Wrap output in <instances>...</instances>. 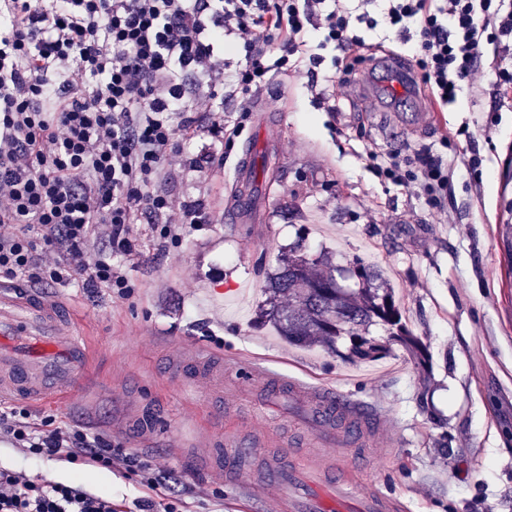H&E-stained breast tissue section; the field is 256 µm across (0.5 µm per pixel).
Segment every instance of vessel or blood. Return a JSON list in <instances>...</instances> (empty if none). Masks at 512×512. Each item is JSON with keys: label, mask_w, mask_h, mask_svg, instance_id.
Segmentation results:
<instances>
[{"label": "vessel or blood", "mask_w": 512, "mask_h": 512, "mask_svg": "<svg viewBox=\"0 0 512 512\" xmlns=\"http://www.w3.org/2000/svg\"><path fill=\"white\" fill-rule=\"evenodd\" d=\"M254 161L239 165L226 208L236 219L249 220L246 203L257 198ZM73 323L51 299L37 293L19 295L0 284V398L22 400L55 399L83 387L92 372V360L81 338L60 342L59 332ZM265 392L274 397L288 394L303 411L307 444L329 446L335 453L315 471L295 462L292 443L267 447L262 438L242 442L235 434L222 431V408H213V451L209 463L221 468L225 459L237 461L233 475L245 479L259 468L263 483L279 485L284 512H400V503L380 492L359 495L349 475L367 442L362 425L355 418L369 414L362 402L337 395L325 385H308L292 377L267 374Z\"/></svg>", "instance_id": "obj_1"}]
</instances>
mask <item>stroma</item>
<instances>
[{"instance_id": "stroma-1", "label": "stroma", "mask_w": 512, "mask_h": 512, "mask_svg": "<svg viewBox=\"0 0 512 512\" xmlns=\"http://www.w3.org/2000/svg\"><path fill=\"white\" fill-rule=\"evenodd\" d=\"M382 88L358 78L325 112L305 81L275 77L262 96L273 148L261 173L270 190L257 224L225 208L241 157L255 146L248 120L204 193L216 223L175 245L141 235L124 267L136 290L46 283L69 302L94 356L92 387L43 405L37 419L78 425L126 442L175 468L168 496L186 512H281L276 486L253 495L201 462L212 436L209 399L242 436L284 437L298 416L288 398L263 402L259 385L214 378L208 394L174 386L192 351L217 355L225 372L246 364L348 392L388 426L354 478L361 490L401 498L407 512H512V270L498 237L500 194L512 173V107L462 96L426 124L427 92L389 107ZM434 112V111H433ZM398 151L407 170L428 149L452 162L448 215L431 213L415 187L379 174L369 150ZM349 266L359 257L389 281L409 329L431 355L422 372L403 348L374 361L300 348L256 319L268 278L295 244ZM0 468L76 483L131 505L134 481L101 467L31 457L0 444Z\"/></svg>"}]
</instances>
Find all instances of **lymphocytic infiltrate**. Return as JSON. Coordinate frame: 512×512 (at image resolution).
<instances>
[{
    "label": "lymphocytic infiltrate",
    "instance_id": "1",
    "mask_svg": "<svg viewBox=\"0 0 512 512\" xmlns=\"http://www.w3.org/2000/svg\"><path fill=\"white\" fill-rule=\"evenodd\" d=\"M373 6L434 105L465 90L498 101L512 94V0H357L353 9L347 0H0V277L132 297L122 261L135 254L140 225L175 245L214 221L204 197L162 189V174L200 179L223 163L275 75L349 87L363 61L355 25ZM312 30L321 34L315 53ZM326 48L334 70L321 79ZM301 54L308 68L293 63ZM200 136L211 148L184 150ZM415 158L409 178L428 208L444 210L452 164L426 149ZM378 170L409 179L394 152ZM102 229L104 254L95 249ZM2 440L122 473L141 491L137 512H181L160 492L173 470L120 439L0 408ZM0 512L118 510L81 486L0 468Z\"/></svg>",
    "mask_w": 512,
    "mask_h": 512
}]
</instances>
